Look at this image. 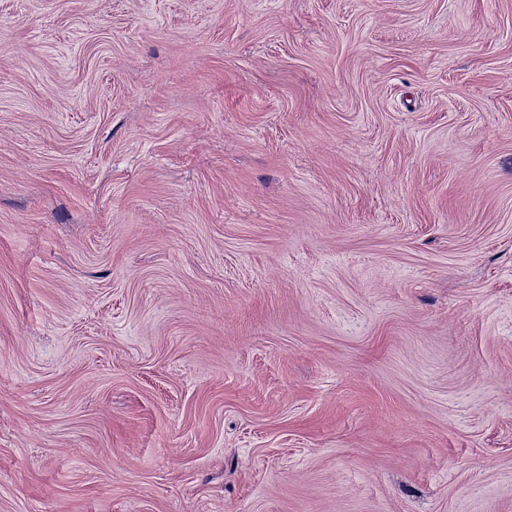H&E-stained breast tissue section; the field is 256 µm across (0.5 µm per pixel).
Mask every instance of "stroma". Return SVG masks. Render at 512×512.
<instances>
[{"label": "stroma", "instance_id": "stroma-1", "mask_svg": "<svg viewBox=\"0 0 512 512\" xmlns=\"http://www.w3.org/2000/svg\"><path fill=\"white\" fill-rule=\"evenodd\" d=\"M0 512H512V0H0Z\"/></svg>", "mask_w": 512, "mask_h": 512}]
</instances>
